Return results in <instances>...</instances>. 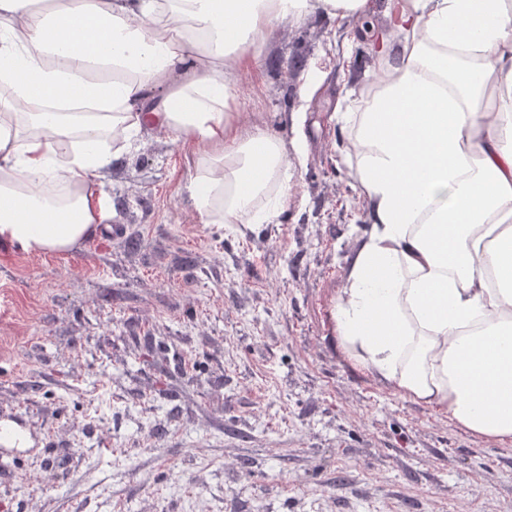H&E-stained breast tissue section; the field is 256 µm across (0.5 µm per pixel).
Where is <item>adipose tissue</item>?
<instances>
[{
  "label": "adipose tissue",
  "mask_w": 512,
  "mask_h": 512,
  "mask_svg": "<svg viewBox=\"0 0 512 512\" xmlns=\"http://www.w3.org/2000/svg\"><path fill=\"white\" fill-rule=\"evenodd\" d=\"M371 0H0V243L71 252L103 170L150 129L192 150L202 224L276 223L288 153L233 108L247 46ZM349 124L365 202L332 317L354 368L512 441V0H384ZM160 88L153 101L149 91Z\"/></svg>",
  "instance_id": "ef3b65f1"
}]
</instances>
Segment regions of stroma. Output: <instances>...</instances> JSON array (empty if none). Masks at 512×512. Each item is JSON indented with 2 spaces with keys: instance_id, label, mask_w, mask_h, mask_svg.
Returning <instances> with one entry per match:
<instances>
[{
  "instance_id": "35a3bbf8",
  "label": "stroma",
  "mask_w": 512,
  "mask_h": 512,
  "mask_svg": "<svg viewBox=\"0 0 512 512\" xmlns=\"http://www.w3.org/2000/svg\"><path fill=\"white\" fill-rule=\"evenodd\" d=\"M382 12L289 20L236 109L293 174L275 224H200L193 160L143 131L107 227L65 254L0 245V512H512V441L342 360L331 305L367 228L345 92ZM305 66L295 69V59Z\"/></svg>"
}]
</instances>
